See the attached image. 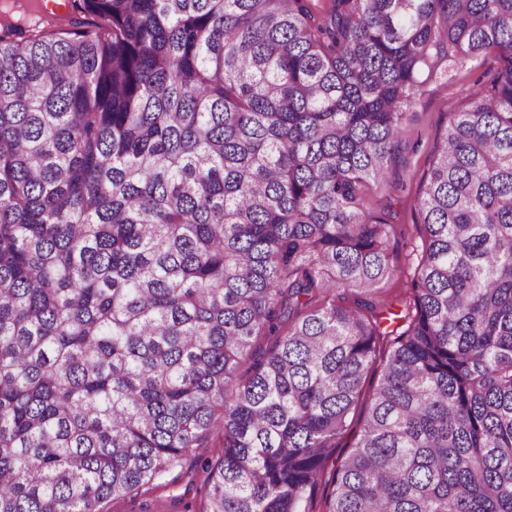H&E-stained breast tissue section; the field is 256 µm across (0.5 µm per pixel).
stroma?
Instances as JSON below:
<instances>
[{"label": "stroma", "mask_w": 512, "mask_h": 512, "mask_svg": "<svg viewBox=\"0 0 512 512\" xmlns=\"http://www.w3.org/2000/svg\"><path fill=\"white\" fill-rule=\"evenodd\" d=\"M497 50L452 62L448 74L428 81L418 94L402 126L397 159L385 177L372 184L370 197L395 226L391 238L394 263L404 277L383 283L382 298L393 302L412 276L420 245L417 200L437 141L451 112L468 107L472 93L500 68ZM208 472L202 464L184 465L169 472L160 485L145 487L134 498L107 503V512H205Z\"/></svg>", "instance_id": "obj_1"}]
</instances>
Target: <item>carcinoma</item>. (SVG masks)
I'll use <instances>...</instances> for the list:
<instances>
[{"instance_id":"carcinoma-1","label":"carcinoma","mask_w":512,"mask_h":512,"mask_svg":"<svg viewBox=\"0 0 512 512\" xmlns=\"http://www.w3.org/2000/svg\"><path fill=\"white\" fill-rule=\"evenodd\" d=\"M490 48L389 330L367 190L422 86ZM188 460L205 512H314L320 484L325 512H512V0H69L0 25V512H106ZM377 381H378V374L374 372V369H372L367 374L365 384L363 387L362 400L360 401L358 409L356 410V412L354 414V417L351 421L348 431L346 432L344 438L340 442V448H337V450H336V457L344 456L352 449L351 446L355 441L356 434L360 430L363 403L365 402V399L367 398L369 392H371L373 387L377 384Z\"/></svg>"}]
</instances>
